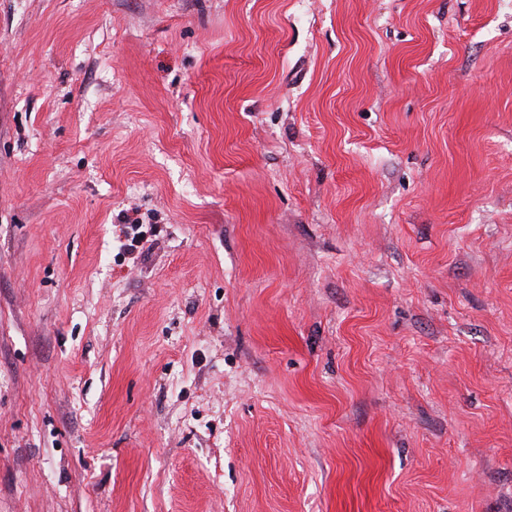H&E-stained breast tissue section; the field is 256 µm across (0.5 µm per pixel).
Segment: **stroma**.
<instances>
[{
  "instance_id": "1",
  "label": "stroma",
  "mask_w": 512,
  "mask_h": 512,
  "mask_svg": "<svg viewBox=\"0 0 512 512\" xmlns=\"http://www.w3.org/2000/svg\"><path fill=\"white\" fill-rule=\"evenodd\" d=\"M0 512H512V0H0Z\"/></svg>"
}]
</instances>
